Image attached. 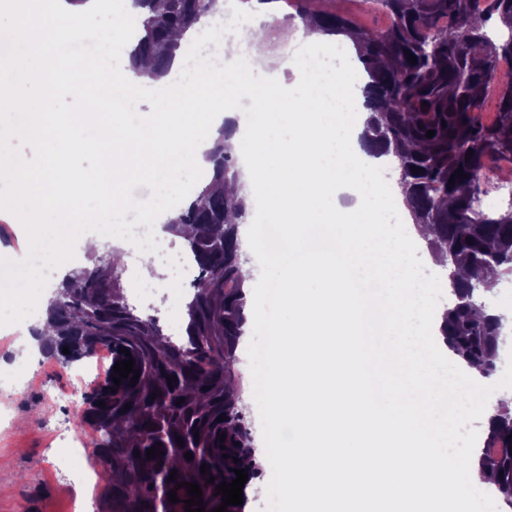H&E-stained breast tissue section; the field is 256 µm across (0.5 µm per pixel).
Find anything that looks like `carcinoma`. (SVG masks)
I'll return each instance as SVG.
<instances>
[{
    "label": "carcinoma",
    "instance_id": "1",
    "mask_svg": "<svg viewBox=\"0 0 512 512\" xmlns=\"http://www.w3.org/2000/svg\"><path fill=\"white\" fill-rule=\"evenodd\" d=\"M473 2L378 0L389 23L376 31L358 27L341 11L318 10L314 0H298L284 21L353 43L370 78L364 88L363 144L371 154L392 156L414 222L431 233L430 251L448 257L454 297L444 316L448 351L489 379L496 370L501 322L481 300L488 291L482 274L512 273V203L483 208L482 178L494 169L512 179V81L493 84L498 59L512 57V0H485L482 12ZM132 5L137 36L130 67L137 71L148 60L157 79L180 49L172 36L189 38L202 19L215 15L217 0H132ZM448 16L457 19L456 27L441 25ZM492 87L497 120L486 125L481 113ZM429 130L435 131L431 138ZM227 133L224 126L218 130L207 154L210 183L166 225L177 237L184 225L194 227L184 246L199 274L185 303L183 343L169 341L156 319L128 304L121 268L110 253L72 270L48 302L56 339L44 356L69 361L105 348L111 362L132 358L139 372L134 386L131 374L118 388L106 377L76 412L79 425L98 434L94 456L106 464L100 512H186V488L177 490L178 502L168 501V492L182 482L198 484L205 512H213L223 502L216 487L232 482L234 470L243 469L250 478L260 475L249 410L226 394L228 383H238L236 352L248 318L239 226L250 215L246 196L224 193V183L241 177L236 157L224 148ZM459 170L464 176H456ZM460 265L474 275L460 280L455 273ZM219 416L224 420L216 421ZM179 439L184 446H178ZM156 444L163 456L146 459V450ZM187 452L193 459L185 458ZM475 464L496 475L495 489L512 510L511 413L490 417ZM173 470L178 478L171 481ZM211 477L215 481L206 483Z\"/></svg>",
    "mask_w": 512,
    "mask_h": 512
}]
</instances>
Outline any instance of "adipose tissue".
Returning a JSON list of instances; mask_svg holds the SVG:
<instances>
[{
	"label": "adipose tissue",
	"mask_w": 512,
	"mask_h": 512,
	"mask_svg": "<svg viewBox=\"0 0 512 512\" xmlns=\"http://www.w3.org/2000/svg\"><path fill=\"white\" fill-rule=\"evenodd\" d=\"M44 11L0 9V104L12 115L0 141V208L15 210L31 230V251L65 259L72 244L92 253L102 246L84 234L136 211L140 222L163 224L171 203L223 124L228 151L243 160L240 184L256 195L267 220L249 228L254 251L279 290L275 319L248 318L245 334L267 343L261 450L281 486L279 512L320 506L324 512H410L415 502L442 500L457 485L448 473V417L454 392L445 368L477 384L476 369L448 354L443 311L420 289L418 263H436L426 226L391 223L406 207L401 189L385 191L383 163L356 147L366 111L353 101L367 79L294 54L263 57L258 37L242 41L254 18L231 15L223 31L202 24L206 58L242 46L223 75L189 67L176 53L164 77L130 69L123 19L131 0H113L103 24L88 26L101 0H45ZM97 53L76 55L72 44ZM66 57L71 90L65 112L55 110L54 62ZM263 65H256V58ZM303 72L282 88L285 69ZM35 80L38 96L16 92ZM155 111L123 121L141 97ZM90 157L92 169L75 166ZM133 179L155 182L156 209L127 197ZM79 182L84 194L65 187ZM37 272L23 274L0 260V310L27 323L20 344L53 337L48 296Z\"/></svg>",
	"instance_id": "adipose-tissue-1"
}]
</instances>
